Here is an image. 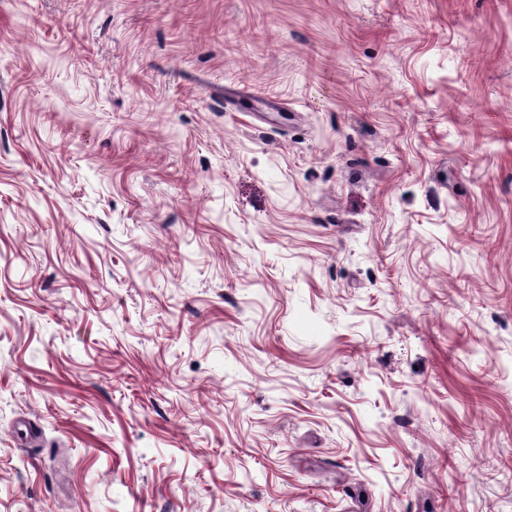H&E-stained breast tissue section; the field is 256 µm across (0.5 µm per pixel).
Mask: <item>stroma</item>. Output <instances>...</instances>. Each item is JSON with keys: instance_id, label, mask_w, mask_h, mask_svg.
<instances>
[{"instance_id": "1", "label": "stroma", "mask_w": 512, "mask_h": 512, "mask_svg": "<svg viewBox=\"0 0 512 512\" xmlns=\"http://www.w3.org/2000/svg\"><path fill=\"white\" fill-rule=\"evenodd\" d=\"M0 512H512V0H0Z\"/></svg>"}]
</instances>
